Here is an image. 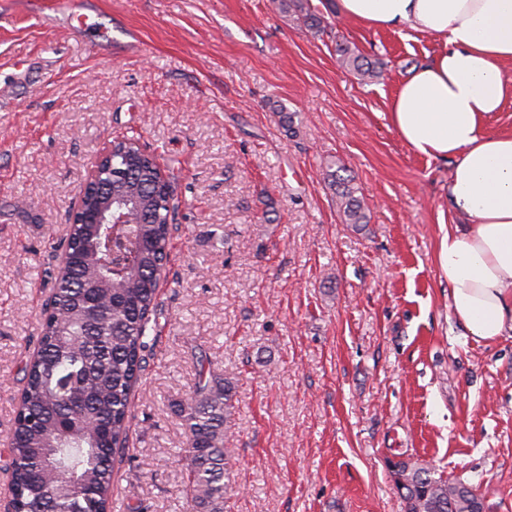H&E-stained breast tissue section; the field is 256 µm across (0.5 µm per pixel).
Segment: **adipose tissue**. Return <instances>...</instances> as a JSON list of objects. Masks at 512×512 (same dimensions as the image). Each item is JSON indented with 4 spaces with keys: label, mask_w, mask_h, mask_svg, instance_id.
Instances as JSON below:
<instances>
[{
    "label": "adipose tissue",
    "mask_w": 512,
    "mask_h": 512,
    "mask_svg": "<svg viewBox=\"0 0 512 512\" xmlns=\"http://www.w3.org/2000/svg\"><path fill=\"white\" fill-rule=\"evenodd\" d=\"M342 16L373 28L440 39L389 104V118L416 155L449 159L448 199L468 222L442 231L436 265L448 309L466 335H512V130L487 123L512 97V0H337Z\"/></svg>",
    "instance_id": "adipose-tissue-1"
}]
</instances>
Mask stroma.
<instances>
[{
  "label": "stroma",
  "mask_w": 512,
  "mask_h": 512,
  "mask_svg": "<svg viewBox=\"0 0 512 512\" xmlns=\"http://www.w3.org/2000/svg\"><path fill=\"white\" fill-rule=\"evenodd\" d=\"M111 27L50 28L51 0H0V494L7 434L69 215L99 154L133 135L174 188L156 340L114 497L190 512L177 405L207 357L234 385L224 512H405L389 460L429 462L512 512V335L463 336L435 263L452 161L414 154L388 108L435 38L303 0H81ZM383 65L376 81L336 44ZM292 115L286 128L281 112ZM344 165L369 221L343 223ZM336 56L341 69L354 73L362 81L378 79L382 76V66L379 61H372L365 56L355 54L345 42L336 44Z\"/></svg>",
  "instance_id": "stroma-1"
}]
</instances>
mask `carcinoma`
<instances>
[{"mask_svg":"<svg viewBox=\"0 0 512 512\" xmlns=\"http://www.w3.org/2000/svg\"><path fill=\"white\" fill-rule=\"evenodd\" d=\"M296 12L306 29L323 31L321 18L303 4ZM336 60L362 81L382 76L380 62L344 42L336 44ZM115 148L102 180L130 223L70 225L67 261L55 277L37 351L25 364L10 431L12 512H112L114 458L125 447L175 215L172 183L159 177L156 157L133 137ZM331 177L344 223H367L353 179L336 171ZM233 410L231 382L200 359L192 396L178 404L192 512H224L231 458L225 429ZM391 474L406 512H484L473 485L450 481L429 463L396 461Z\"/></svg>","mask_w":512,"mask_h":512,"instance_id":"cac0c4a2","label":"carcinoma"}]
</instances>
